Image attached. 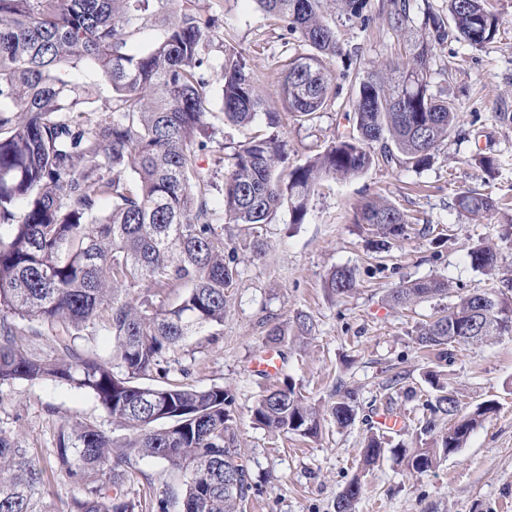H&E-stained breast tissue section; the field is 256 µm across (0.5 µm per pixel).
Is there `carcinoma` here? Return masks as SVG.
<instances>
[{
    "instance_id": "1",
    "label": "carcinoma",
    "mask_w": 512,
    "mask_h": 512,
    "mask_svg": "<svg viewBox=\"0 0 512 512\" xmlns=\"http://www.w3.org/2000/svg\"><path fill=\"white\" fill-rule=\"evenodd\" d=\"M253 2L300 48L277 71L286 112L301 125L319 118L339 94L331 70L339 58L353 90L358 135L338 136L292 166L281 115L267 112L269 131L246 137L228 158L217 202L209 171L199 165L212 142L213 30L194 0H0V224L10 226L8 237H0V385L51 381L86 390L127 431L116 439L102 424L64 423L48 468L33 449L0 431V512H39L42 489L55 476L78 489L67 512H244L253 483L231 415L233 395L218 385L198 388L186 382L187 366H171L188 337L216 336L224 325L239 271L237 249L224 243L220 222L243 226L260 257L268 247L265 226L283 208L291 223H305L321 182L357 176L380 159L425 168L455 131L456 104L431 92L430 59L448 37L442 17L426 14L428 33L410 43L407 61L386 67L389 76H362L324 18L325 0ZM340 2L348 19L363 18L367 0ZM486 2L448 0L456 34L474 48L499 31L500 19ZM409 11L410 0H391L394 28H406ZM146 30L155 31L152 45L131 52V41ZM85 63L110 84L111 96H101L97 83L61 77ZM219 70L224 119L250 125L263 97L246 57L226 49ZM374 142L383 143L379 158L370 149ZM107 200L112 208L104 212ZM19 202L25 203L20 215ZM455 206L481 217L497 210L491 194L473 189L461 192ZM355 223L380 230L385 250L407 219L378 198L357 210ZM469 257L485 272L501 260L482 244ZM143 283L153 294L130 297ZM354 283V270L341 268L327 288L344 296ZM170 288L184 289L171 306L160 300ZM447 292L439 279L411 281L393 290L390 302L407 306ZM103 330L112 336L107 354L84 342ZM311 331L310 317L300 313L294 336L274 324L267 346L278 350ZM45 335L52 342L48 355L37 346ZM500 336H512V296L492 288L433 316L418 327L416 342L442 351ZM424 380L432 395L430 417L417 427L420 446L390 447L372 433L360 453L362 467L391 456L427 472L464 447L495 411L486 401L465 413L438 372H426ZM437 414L453 420L447 431L436 430ZM326 415L350 425L351 396L323 411L287 378L267 387L252 410L254 425L304 438L319 435ZM143 458L166 463L178 488L150 489L137 500L122 494ZM228 471L230 488L224 487Z\"/></svg>"
}]
</instances>
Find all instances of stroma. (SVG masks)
<instances>
[{
    "label": "stroma",
    "mask_w": 512,
    "mask_h": 512,
    "mask_svg": "<svg viewBox=\"0 0 512 512\" xmlns=\"http://www.w3.org/2000/svg\"><path fill=\"white\" fill-rule=\"evenodd\" d=\"M201 15L215 26L210 49L220 62L225 47L242 51L260 84L265 107L281 110L273 76L284 60L278 20L260 12L253 0H196ZM387 0H368L361 20L331 12L336 37L357 56L362 71L404 60L410 36L422 33L426 11L447 14L448 0H411L406 32L392 28ZM501 19L497 39L473 48L449 36L431 62L433 93L458 105L456 132L433 152L420 170L374 164L367 172L316 189L305 223L294 224L280 211L266 231L269 250L255 258L243 234L232 237L239 279L230 294L217 341L190 337L174 357L189 366L191 384L224 386L234 396L232 412L254 489L245 512H336V498L352 480L363 494L355 512H512V336L486 343L458 345L447 360L424 353L415 342L416 328L428 316L450 308L458 298L490 287H512V0H489ZM348 93H341L316 123L287 127L290 164L304 163L338 134L352 132ZM207 120L215 132L211 153L202 164L216 185L224 183L223 154L232 153L245 136L263 133L264 117L249 128L224 120L220 98H213ZM494 158L484 174L474 155ZM484 184L499 204L489 216L473 217L455 206L466 187ZM380 196L409 219L406 232L387 252H377L376 227L353 221L356 208ZM499 250L503 261L487 273L474 268L469 252L478 244ZM355 272V286L332 296L326 282L335 270ZM438 278L446 295L409 308L392 305L389 295L403 282ZM304 313L313 321L311 336L284 350L282 375L310 401L328 406L351 395L355 419L346 427L325 420L318 438L278 435L257 427L252 409L264 384L250 369L265 347L269 325L292 322ZM443 370L464 410L487 400L497 411L470 436L464 448L440 460L428 472L408 470L392 457L362 469L364 439L384 433L393 445L416 447L414 428L428 411L426 371ZM403 420V430L383 431L385 406ZM106 421L88 392L46 381H16L0 386V431L37 449L44 463L53 460L59 427L65 421ZM177 478L159 460L144 459L133 468L124 491L129 497L146 488L162 491Z\"/></svg>",
    "instance_id": "35a3bbf8"
}]
</instances>
